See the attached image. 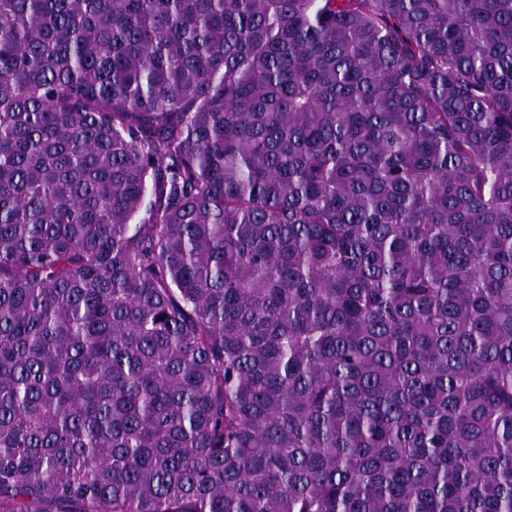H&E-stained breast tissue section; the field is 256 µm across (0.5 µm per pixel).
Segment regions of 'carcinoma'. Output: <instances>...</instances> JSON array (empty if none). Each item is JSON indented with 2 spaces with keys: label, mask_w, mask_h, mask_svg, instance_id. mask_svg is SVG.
<instances>
[{
  "label": "carcinoma",
  "mask_w": 512,
  "mask_h": 512,
  "mask_svg": "<svg viewBox=\"0 0 512 512\" xmlns=\"http://www.w3.org/2000/svg\"><path fill=\"white\" fill-rule=\"evenodd\" d=\"M0 512H512V0H0Z\"/></svg>",
  "instance_id": "carcinoma-1"
}]
</instances>
